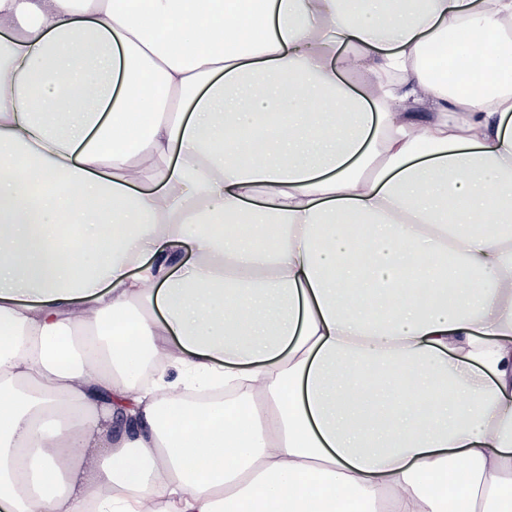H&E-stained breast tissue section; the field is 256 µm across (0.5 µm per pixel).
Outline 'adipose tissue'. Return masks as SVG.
Listing matches in <instances>:
<instances>
[{"label":"adipose tissue","mask_w":512,"mask_h":512,"mask_svg":"<svg viewBox=\"0 0 512 512\" xmlns=\"http://www.w3.org/2000/svg\"><path fill=\"white\" fill-rule=\"evenodd\" d=\"M282 503L512 512V0H0V512Z\"/></svg>","instance_id":"obj_1"}]
</instances>
